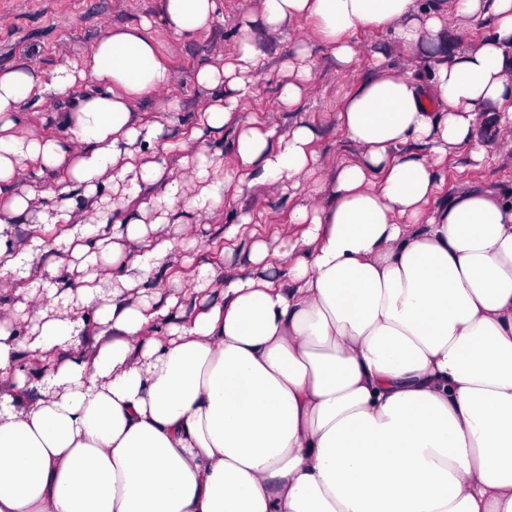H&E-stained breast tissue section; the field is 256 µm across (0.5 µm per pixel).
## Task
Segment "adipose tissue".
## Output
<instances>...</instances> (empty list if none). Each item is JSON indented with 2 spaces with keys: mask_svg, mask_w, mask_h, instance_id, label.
Instances as JSON below:
<instances>
[{
  "mask_svg": "<svg viewBox=\"0 0 512 512\" xmlns=\"http://www.w3.org/2000/svg\"><path fill=\"white\" fill-rule=\"evenodd\" d=\"M218 9L161 0L176 35L209 30ZM488 9L494 36L430 86L356 87L339 123L359 154L318 183L327 205L297 206L305 230L287 251L253 240L251 272L192 308L147 287L173 250L160 229L180 208L211 213L224 184L200 148L181 160L184 194L152 153L167 122L138 101L180 103L149 21L107 28L49 72L0 69V278L23 291L0 320V512H512V197L469 184L430 203L449 151L484 161L480 108L512 152V0H451L458 17ZM303 18L345 67L362 28L445 45V16L416 0H262L250 22ZM259 56L247 32L233 61L197 69L194 133L234 127L240 189H301L314 128L236 120ZM91 77L99 87L72 96ZM30 102L65 136L31 127ZM57 169L61 204L34 209L32 177ZM49 250L57 263L35 266Z\"/></svg>",
  "mask_w": 512,
  "mask_h": 512,
  "instance_id": "obj_1",
  "label": "adipose tissue"
}]
</instances>
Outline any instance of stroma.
Listing matches in <instances>:
<instances>
[{"instance_id":"stroma-1","label":"stroma","mask_w":512,"mask_h":512,"mask_svg":"<svg viewBox=\"0 0 512 512\" xmlns=\"http://www.w3.org/2000/svg\"><path fill=\"white\" fill-rule=\"evenodd\" d=\"M222 2L208 31L178 37L162 23L160 0H0V69L25 61L49 71L64 59L78 60L88 54L102 30L150 19L149 33L174 73V92L181 103L180 112L170 117L166 137L170 147L158 151L157 157L167 170L179 176L183 173L180 159L184 150L205 147L218 157L214 176L220 180L236 168L234 131L228 128L218 136L191 138L193 114L205 99L193 81V73L217 57H234L245 17L258 12L261 0ZM252 35L261 52V63L252 75L251 94L243 104L242 116L282 133L299 121L310 124L317 132L312 148L319 160L316 174L320 177L358 154L341 130L338 114L360 82L394 73L411 76L427 86L443 55L438 51L411 52L397 43L391 31L362 28L353 39L356 60L343 68L316 34L312 21L300 20L277 33L256 29ZM301 49L310 55L313 76L300 101L287 107L279 100V87L288 78L283 64ZM497 140L493 118H484L480 142L487 151V160L475 165L465 149L449 154L439 167L444 181L437 201L447 200L467 182L487 184L512 195V156L498 155ZM306 197L316 204L321 201L312 190L286 189L278 183L244 194L227 188L213 214L190 215L185 223L163 228V236L173 240L174 249L165 267L150 281V290L164 295L186 292L190 271L207 264L216 273L209 298L220 300L225 274L248 273L252 239L261 237L271 247L287 249L297 230L292 211ZM234 224L239 230L230 241L225 233Z\"/></svg>"}]
</instances>
